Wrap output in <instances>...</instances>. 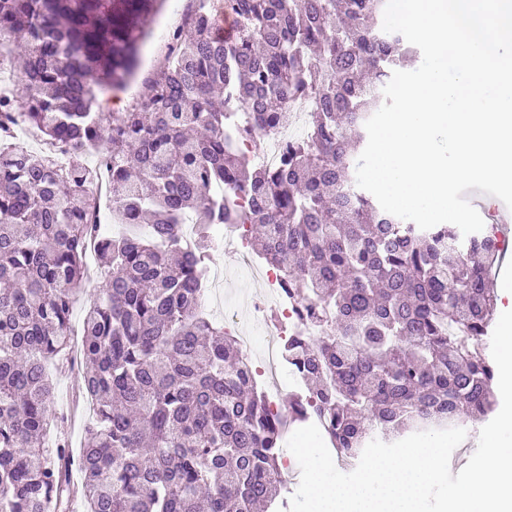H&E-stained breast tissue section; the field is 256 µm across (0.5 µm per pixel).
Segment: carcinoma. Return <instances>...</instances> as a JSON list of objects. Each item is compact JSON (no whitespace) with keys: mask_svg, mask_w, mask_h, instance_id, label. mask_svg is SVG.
<instances>
[{"mask_svg":"<svg viewBox=\"0 0 512 512\" xmlns=\"http://www.w3.org/2000/svg\"><path fill=\"white\" fill-rule=\"evenodd\" d=\"M117 0H0L19 44L14 99L58 160L14 143L0 100V512H45L82 475L86 512H254L276 507L285 423L311 417L350 459L377 438L491 413L484 337L501 254L488 231L422 230L357 188L353 152L395 67L416 52L378 26L384 0H220L185 20L164 77L124 112L112 94ZM235 26L219 35L218 16ZM311 103L284 165L251 144ZM98 153L103 162L90 166ZM108 211L149 228L112 236ZM246 192L251 206L238 214ZM194 216L192 246L177 225ZM240 219L250 248L287 279L300 317L283 359L307 393L272 412L224 327L201 312L210 229ZM94 250L105 284L81 352L93 406L85 445H46L61 417L48 365L65 359L76 290Z\"/></svg>","mask_w":512,"mask_h":512,"instance_id":"cac0c4a2","label":"carcinoma"}]
</instances>
